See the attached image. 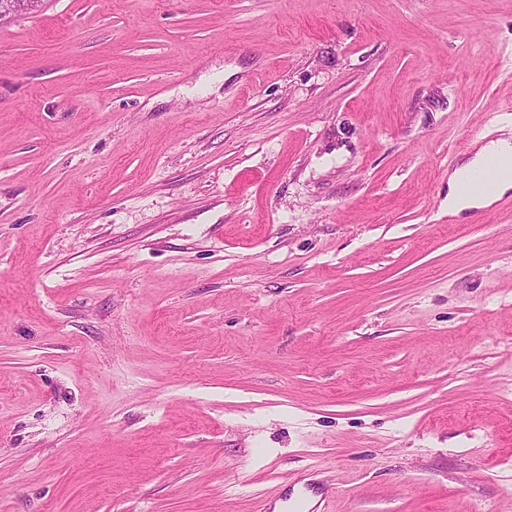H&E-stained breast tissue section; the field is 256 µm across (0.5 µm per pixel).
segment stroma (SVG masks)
I'll list each match as a JSON object with an SVG mask.
<instances>
[{"mask_svg":"<svg viewBox=\"0 0 512 512\" xmlns=\"http://www.w3.org/2000/svg\"><path fill=\"white\" fill-rule=\"evenodd\" d=\"M512 0L0 20V512H512ZM495 160L501 168L495 191L491 195L465 196L460 193L461 182L474 170ZM509 191H512V143L508 138H498L482 145L475 155L460 164L448 175V211L460 215L471 210L491 207ZM334 492V488L314 482L298 489L286 486L275 495L262 499L257 512H318L321 504L332 497ZM313 498L318 500L310 506ZM277 506L278 510L275 511Z\"/></svg>","mask_w":512,"mask_h":512,"instance_id":"35a3bbf8","label":"stroma"}]
</instances>
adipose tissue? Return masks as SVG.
I'll return each instance as SVG.
<instances>
[{
  "instance_id": "1",
  "label": "adipose tissue",
  "mask_w": 512,
  "mask_h": 512,
  "mask_svg": "<svg viewBox=\"0 0 512 512\" xmlns=\"http://www.w3.org/2000/svg\"><path fill=\"white\" fill-rule=\"evenodd\" d=\"M491 160L497 161L501 168L494 193L490 195H462L459 190L461 182L474 170L483 167ZM511 191L512 140L499 138L482 145L470 160L460 164L449 173L448 210L458 215L471 210L486 209Z\"/></svg>"
}]
</instances>
